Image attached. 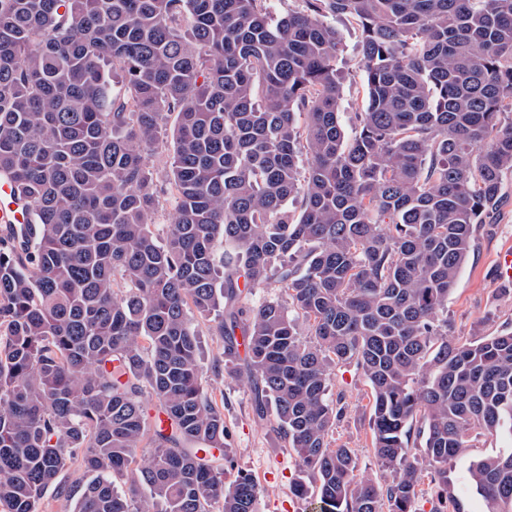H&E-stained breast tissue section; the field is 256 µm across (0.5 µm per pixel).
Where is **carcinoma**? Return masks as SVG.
<instances>
[{
  "label": "carcinoma",
  "instance_id": "cac0c4a2",
  "mask_svg": "<svg viewBox=\"0 0 512 512\" xmlns=\"http://www.w3.org/2000/svg\"><path fill=\"white\" fill-rule=\"evenodd\" d=\"M302 2L0 0V173L33 216L0 235V512H37L78 453L75 512H257L213 453L196 314L319 512H415L425 474L432 512H465L448 462L473 431L512 441V330L439 319L512 170V0ZM329 15L361 32L352 135ZM350 364L384 485L327 442ZM468 473L512 512V447Z\"/></svg>",
  "mask_w": 512,
  "mask_h": 512
}]
</instances>
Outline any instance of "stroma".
Listing matches in <instances>:
<instances>
[{
  "label": "stroma",
  "mask_w": 512,
  "mask_h": 512,
  "mask_svg": "<svg viewBox=\"0 0 512 512\" xmlns=\"http://www.w3.org/2000/svg\"><path fill=\"white\" fill-rule=\"evenodd\" d=\"M360 32L355 26L344 31L340 64L347 79L343 86L340 120L345 129H353L355 114L364 104L362 73L359 69ZM512 247V171L502 174V203L490 223L476 231L475 248L460 272L448 297L443 315L450 333L470 341L512 328V291L503 289L498 277L497 257ZM200 334L203 386L212 401L224 412L229 434L224 464L227 481L242 473L251 475L262 489L258 512H314L315 497H296L293 484L300 473L293 450L283 447L268 422L259 420L253 408V394L236 373L234 365L221 361L223 343L216 335L212 318L196 320ZM329 397L341 400L342 417L329 429L330 446L352 449L359 473L377 481L389 479V472L377 458L370 430L369 387L355 366L337 369L329 384ZM505 443L494 437L472 435L469 446L448 464V477L455 487L466 492L468 512H485L484 500L469 490L468 467L473 460L493 454ZM84 478L80 457H73L60 472L58 485L49 489L38 505V512H74L70 489Z\"/></svg>",
  "instance_id": "35a3bbf8"
}]
</instances>
